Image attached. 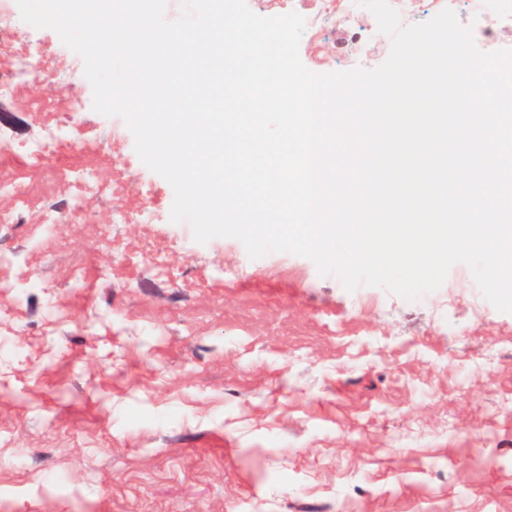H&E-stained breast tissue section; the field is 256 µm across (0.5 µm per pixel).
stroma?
Wrapping results in <instances>:
<instances>
[{
	"instance_id": "obj_1",
	"label": "stroma",
	"mask_w": 512,
	"mask_h": 512,
	"mask_svg": "<svg viewBox=\"0 0 512 512\" xmlns=\"http://www.w3.org/2000/svg\"><path fill=\"white\" fill-rule=\"evenodd\" d=\"M390 3L405 25L452 8L481 51L512 50L473 0ZM247 4L318 17L299 44L317 74L391 50L362 7ZM36 53L54 65L0 100V512H512V313L467 265L409 302L197 243L54 29L17 27L0 74ZM49 129L44 168L26 149Z\"/></svg>"
}]
</instances>
